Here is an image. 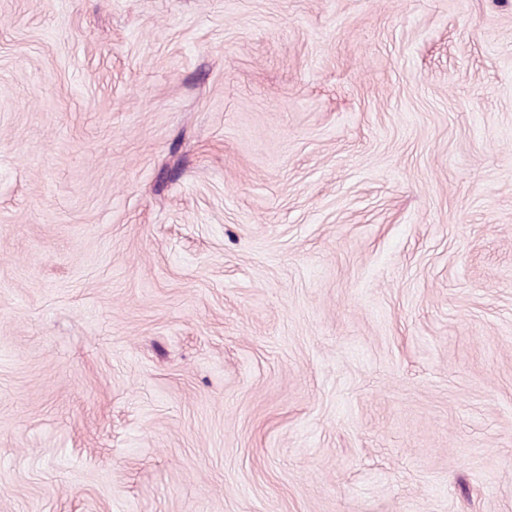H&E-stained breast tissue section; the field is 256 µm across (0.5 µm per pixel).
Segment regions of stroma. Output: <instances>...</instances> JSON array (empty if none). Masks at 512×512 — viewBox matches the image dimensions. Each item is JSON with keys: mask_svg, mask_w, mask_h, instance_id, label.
Segmentation results:
<instances>
[{"mask_svg": "<svg viewBox=\"0 0 512 512\" xmlns=\"http://www.w3.org/2000/svg\"><path fill=\"white\" fill-rule=\"evenodd\" d=\"M0 512H512V0H0Z\"/></svg>", "mask_w": 512, "mask_h": 512, "instance_id": "35a3bbf8", "label": "stroma"}]
</instances>
